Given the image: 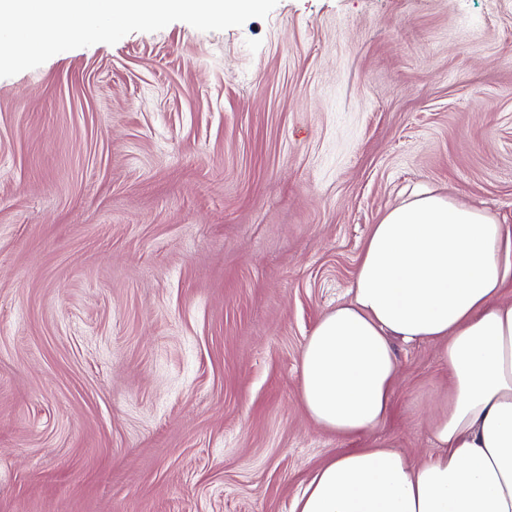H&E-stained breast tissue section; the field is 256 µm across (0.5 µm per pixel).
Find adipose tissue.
I'll list each match as a JSON object with an SVG mask.
<instances>
[{"mask_svg":"<svg viewBox=\"0 0 512 512\" xmlns=\"http://www.w3.org/2000/svg\"><path fill=\"white\" fill-rule=\"evenodd\" d=\"M512 225L429 190L373 225L348 302L301 353L306 413L369 438L320 466L292 512H512ZM431 342L451 393L418 459L377 437L392 408L393 340Z\"/></svg>","mask_w":512,"mask_h":512,"instance_id":"ef3b65f1","label":"adipose tissue"}]
</instances>
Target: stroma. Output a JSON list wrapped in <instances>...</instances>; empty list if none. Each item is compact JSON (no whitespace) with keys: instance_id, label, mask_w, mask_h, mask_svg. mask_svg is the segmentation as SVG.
I'll use <instances>...</instances> for the list:
<instances>
[{"instance_id":"35a3bbf8","label":"stroma","mask_w":512,"mask_h":512,"mask_svg":"<svg viewBox=\"0 0 512 512\" xmlns=\"http://www.w3.org/2000/svg\"><path fill=\"white\" fill-rule=\"evenodd\" d=\"M428 188L512 224V0H278L0 78V512H291L305 339ZM378 437L449 391L395 343Z\"/></svg>"}]
</instances>
